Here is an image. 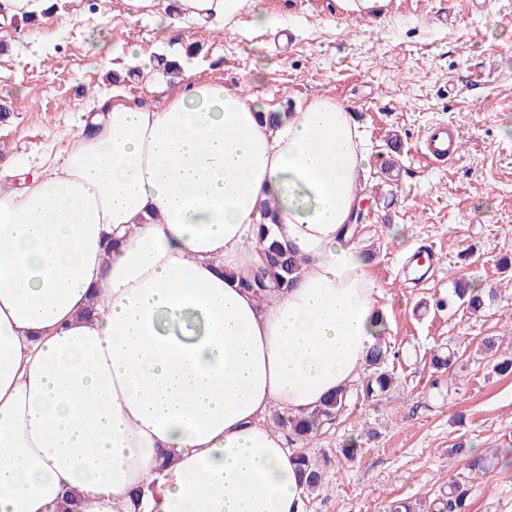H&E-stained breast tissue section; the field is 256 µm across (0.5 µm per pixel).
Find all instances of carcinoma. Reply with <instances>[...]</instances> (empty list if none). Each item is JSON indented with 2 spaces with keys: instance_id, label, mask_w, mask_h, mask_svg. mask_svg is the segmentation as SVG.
<instances>
[{
  "instance_id": "1",
  "label": "carcinoma",
  "mask_w": 512,
  "mask_h": 512,
  "mask_svg": "<svg viewBox=\"0 0 512 512\" xmlns=\"http://www.w3.org/2000/svg\"><path fill=\"white\" fill-rule=\"evenodd\" d=\"M258 245L262 252V262L249 268L241 276V286L258 294L293 287L301 275V266L293 252L287 246L276 240H269L263 235L259 237ZM469 290L470 287L467 284L456 283L453 298L446 304L438 303V306L452 307L459 303L473 312L482 310L485 300L469 293ZM388 357V348L380 344L371 351L366 362L370 373L361 387L363 398L379 397L391 388L394 378L393 372L387 369ZM349 401V391L342 389L307 416L284 418L276 413L274 417L278 425L288 429L291 435L308 444L318 435L323 425L336 420L337 416L346 409ZM295 459L304 478L306 492L311 495L322 486V470L315 458L301 450L295 452ZM467 495V483L455 480L449 486L448 492L428 503L425 512H463Z\"/></svg>"
}]
</instances>
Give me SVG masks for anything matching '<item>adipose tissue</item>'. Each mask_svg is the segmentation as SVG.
<instances>
[{
  "instance_id": "adipose-tissue-1",
  "label": "adipose tissue",
  "mask_w": 512,
  "mask_h": 512,
  "mask_svg": "<svg viewBox=\"0 0 512 512\" xmlns=\"http://www.w3.org/2000/svg\"><path fill=\"white\" fill-rule=\"evenodd\" d=\"M255 0H174L221 27ZM63 152L0 187V512H303L271 411H312L384 326L349 236L364 156L317 97L267 122L220 83L169 105L102 102ZM297 284L264 299L263 208Z\"/></svg>"
}]
</instances>
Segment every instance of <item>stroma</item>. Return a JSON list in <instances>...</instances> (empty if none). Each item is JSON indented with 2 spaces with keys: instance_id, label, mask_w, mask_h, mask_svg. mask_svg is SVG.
Masks as SVG:
<instances>
[{
  "instance_id": "1",
  "label": "stroma",
  "mask_w": 512,
  "mask_h": 512,
  "mask_svg": "<svg viewBox=\"0 0 512 512\" xmlns=\"http://www.w3.org/2000/svg\"><path fill=\"white\" fill-rule=\"evenodd\" d=\"M139 18L124 0H54L49 23L0 21V169L49 146L67 148L97 98L165 107L175 81L144 59L177 57L200 82H221L265 112L329 96L350 112L365 149L362 217L353 243L386 308L384 346L396 381L375 400L351 399L307 451L323 466L304 512H390L468 479L467 512H512V374L481 349L491 336L512 358V0H389L374 20L337 0H259L274 27L241 13L224 28L166 23L167 0ZM40 49H32V39ZM458 126L459 158L430 163L418 149L439 122ZM434 250L436 277L409 281L404 257ZM498 288L482 313L437 309L455 280ZM453 354L449 371L434 355ZM360 450L346 460L342 448ZM488 458L470 474L456 442Z\"/></svg>"
}]
</instances>
